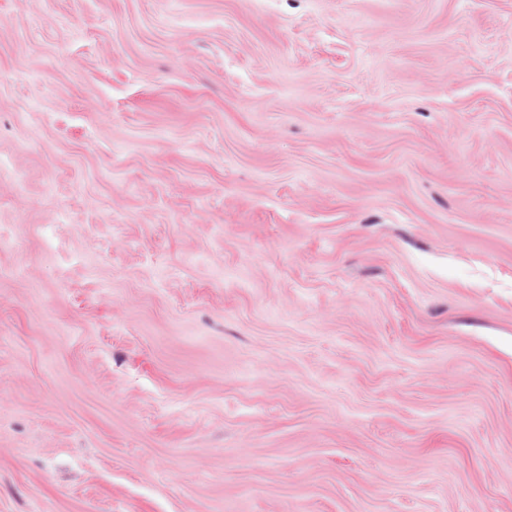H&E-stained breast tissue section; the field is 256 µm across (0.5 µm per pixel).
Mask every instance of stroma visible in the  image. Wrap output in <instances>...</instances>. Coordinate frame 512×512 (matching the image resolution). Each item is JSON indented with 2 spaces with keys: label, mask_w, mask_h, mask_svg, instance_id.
<instances>
[{
  "label": "stroma",
  "mask_w": 512,
  "mask_h": 512,
  "mask_svg": "<svg viewBox=\"0 0 512 512\" xmlns=\"http://www.w3.org/2000/svg\"><path fill=\"white\" fill-rule=\"evenodd\" d=\"M0 512H512V0H0Z\"/></svg>",
  "instance_id": "stroma-1"
}]
</instances>
